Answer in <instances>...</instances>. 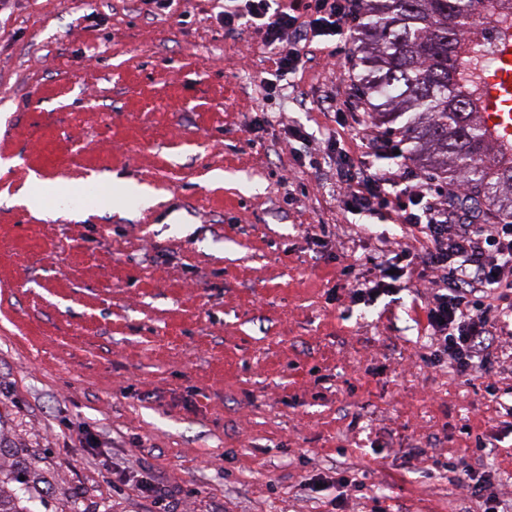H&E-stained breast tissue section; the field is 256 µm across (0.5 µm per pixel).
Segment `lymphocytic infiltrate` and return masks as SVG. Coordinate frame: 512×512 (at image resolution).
Returning a JSON list of instances; mask_svg holds the SVG:
<instances>
[{"label":"lymphocytic infiltrate","instance_id":"f902f5d3","mask_svg":"<svg viewBox=\"0 0 512 512\" xmlns=\"http://www.w3.org/2000/svg\"><path fill=\"white\" fill-rule=\"evenodd\" d=\"M363 0H236L225 6L221 20L225 30H233L241 20L262 22L264 40L277 53L269 91H276L277 81L295 73L301 62L298 49L284 42L286 31L297 30L301 41L346 34L358 16ZM304 8L307 19L298 21L295 12ZM338 180L354 209L384 208L398 223L417 228L427 243V262L436 272L427 306V322L434 336L427 365L449 363L457 373H475L488 377L502 364L493 337L486 329L503 319L504 314L485 304L482 294L497 288H512V219L495 217L483 224H452L447 206L438 204L444 189L429 190L426 181L410 188L407 177L376 165L355 166L344 161ZM459 486L481 500L483 512H501L503 502L491 492L490 476L477 473L465 459L449 463Z\"/></svg>","mask_w":512,"mask_h":512}]
</instances>
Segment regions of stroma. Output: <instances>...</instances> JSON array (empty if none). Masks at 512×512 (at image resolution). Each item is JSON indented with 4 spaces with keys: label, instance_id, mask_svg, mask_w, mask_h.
<instances>
[{
    "label": "stroma",
    "instance_id": "obj_1",
    "mask_svg": "<svg viewBox=\"0 0 512 512\" xmlns=\"http://www.w3.org/2000/svg\"><path fill=\"white\" fill-rule=\"evenodd\" d=\"M223 8L0 0V488L25 512H482L464 456L512 504V360L426 365L424 242L336 182L376 127L352 43L270 94L263 31ZM33 176L68 209L24 205ZM123 186L153 205L76 199ZM404 248L400 292L356 302Z\"/></svg>",
    "mask_w": 512,
    "mask_h": 512
}]
</instances>
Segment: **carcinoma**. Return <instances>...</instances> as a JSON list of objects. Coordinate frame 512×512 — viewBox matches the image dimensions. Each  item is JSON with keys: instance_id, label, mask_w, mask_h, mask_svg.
Segmentation results:
<instances>
[{"instance_id": "carcinoma-1", "label": "carcinoma", "mask_w": 512, "mask_h": 512, "mask_svg": "<svg viewBox=\"0 0 512 512\" xmlns=\"http://www.w3.org/2000/svg\"><path fill=\"white\" fill-rule=\"evenodd\" d=\"M486 0H365L351 35L363 98L421 169L456 182L465 204L512 218V146L486 126L467 80L473 22Z\"/></svg>"}]
</instances>
